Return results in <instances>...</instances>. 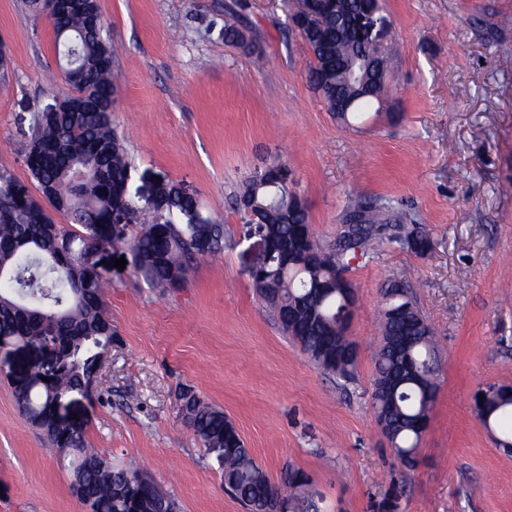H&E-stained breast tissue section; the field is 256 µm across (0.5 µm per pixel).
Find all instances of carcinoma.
I'll return each mask as SVG.
<instances>
[{
	"mask_svg": "<svg viewBox=\"0 0 512 512\" xmlns=\"http://www.w3.org/2000/svg\"><path fill=\"white\" fill-rule=\"evenodd\" d=\"M30 9L50 20L57 46L68 49L77 62L66 79L73 92L55 112L33 117L30 141L42 143L40 154L27 163L42 198L33 196L13 175L0 171V336L37 344L51 336L58 351V366L50 373L36 369L29 385L15 389V401L30 425L39 430L62 456L77 498L94 512H164L171 497L145 473L108 462L90 446L86 427L71 428L45 414L60 396L84 389L96 377V353L112 344V320L105 303L107 279L92 274L79 255H57V245L47 234L54 223L42 202L65 216L67 226H57L64 238L85 250L99 244L125 248L135 273L152 288L164 291L183 287L194 262L216 256L224 248V225L201 214L197 199L178 184H161L155 190L151 218L140 223L138 207L123 195L132 164L124 139L108 110L118 91L112 72V49L106 33L92 25L96 6L55 13L28 0ZM320 25L303 39L314 58L310 78L314 89L334 111L336 101L358 92L357 78L366 77L370 93L354 102L348 114L365 112L388 94V59L371 58L368 33L360 18L375 6L373 0H316ZM224 40L244 42L231 23L236 11L225 6ZM87 173L76 184L72 173ZM249 199L258 218L274 226L283 242L310 228L305 203L288 185L266 187L261 176L249 179L238 200ZM364 211L368 223L353 234H336L324 247L308 243L296 266L283 270L261 266L255 279L260 298L273 310L282 332L299 343L302 351L324 372L351 379L357 368V349L336 320L342 301L334 288L356 255L366 256L386 241L424 256L432 242L419 227L405 229L402 216L389 204L357 197L343 216ZM125 220L123 231L112 234V222ZM141 224L132 236L130 228ZM207 241L199 247L198 242ZM383 336L375 358L376 378L383 389L372 394L382 431L405 470L417 463L421 431L428 425L435 401L438 367L433 332L400 281L383 293ZM49 378L45 382L42 377ZM475 403L478 418L487 427L499 426L512 416V386L483 391ZM178 414L204 447L218 452L224 488L246 512H277L279 501L291 512H319L308 488L310 476L290 466L273 483L246 448L224 410L201 399L192 389L176 395ZM399 484L380 487L372 503L374 512H400Z\"/></svg>",
	"mask_w": 512,
	"mask_h": 512,
	"instance_id": "cac0c4a2",
	"label": "carcinoma"
}]
</instances>
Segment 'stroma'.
<instances>
[{
	"label": "stroma",
	"instance_id": "stroma-1",
	"mask_svg": "<svg viewBox=\"0 0 512 512\" xmlns=\"http://www.w3.org/2000/svg\"><path fill=\"white\" fill-rule=\"evenodd\" d=\"M228 1L98 0L120 78L112 116L133 164L129 199L144 211L157 181L181 184L203 214L223 217L224 251L168 292L117 269L121 251L103 252L112 347L65 413L85 420L107 461L136 460L178 512H244L216 453L178 414L189 386L223 409L272 481L291 465L311 477L321 512H372L398 470L372 408L382 293L396 276L435 331L439 363L401 512H512V453L473 402L512 386V0H381L392 91L345 122L310 81L294 0H232L254 55L224 41ZM0 45V170L30 187L32 118L72 87L51 24L27 0H0ZM276 160L320 243L334 241L353 193L392 202L433 243L425 256L386 243L351 262L354 380L319 370L254 288L261 238L236 196ZM26 359L0 357V512H87L15 403Z\"/></svg>",
	"mask_w": 512,
	"mask_h": 512
}]
</instances>
